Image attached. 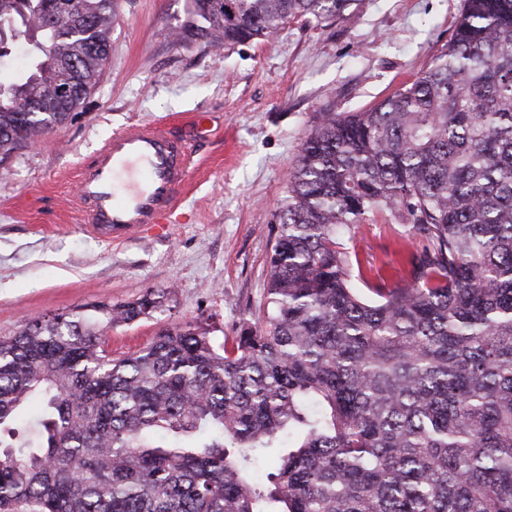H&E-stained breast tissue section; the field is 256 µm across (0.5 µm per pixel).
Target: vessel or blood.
Listing matches in <instances>:
<instances>
[{"label": "vessel or blood", "mask_w": 512, "mask_h": 512, "mask_svg": "<svg viewBox=\"0 0 512 512\" xmlns=\"http://www.w3.org/2000/svg\"><path fill=\"white\" fill-rule=\"evenodd\" d=\"M190 130L138 124L114 134L80 175L85 223L111 241L163 223L185 188L191 139L204 134L197 121Z\"/></svg>", "instance_id": "b4317fda"}]
</instances>
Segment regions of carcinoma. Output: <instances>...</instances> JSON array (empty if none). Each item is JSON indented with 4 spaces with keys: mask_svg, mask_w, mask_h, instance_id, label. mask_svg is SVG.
Returning a JSON list of instances; mask_svg holds the SVG:
<instances>
[{
    "mask_svg": "<svg viewBox=\"0 0 512 512\" xmlns=\"http://www.w3.org/2000/svg\"><path fill=\"white\" fill-rule=\"evenodd\" d=\"M357 2L189 0L180 35L248 42ZM118 5L76 0V31L63 0H0L38 51L0 74L1 164L98 84ZM384 213L410 239L365 265L347 243ZM276 217L263 299L220 344L185 323L112 356L105 329L154 291L0 338V512H512V0H465L428 70L319 113Z\"/></svg>",
    "mask_w": 512,
    "mask_h": 512,
    "instance_id": "cac0c4a2",
    "label": "carcinoma"
}]
</instances>
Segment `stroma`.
Instances as JSON below:
<instances>
[{
    "label": "stroma",
    "mask_w": 512,
    "mask_h": 512,
    "mask_svg": "<svg viewBox=\"0 0 512 512\" xmlns=\"http://www.w3.org/2000/svg\"><path fill=\"white\" fill-rule=\"evenodd\" d=\"M463 0H361L336 22L296 19L271 37L214 47L183 41L187 0H120L103 76L72 121L0 164V337L32 320L169 290L162 312L105 329L119 356L191 322L216 340L259 304L275 209L320 112H358L427 69ZM201 118L209 131L167 229L111 244L75 198L81 165L135 123ZM406 228L361 225V260L392 254Z\"/></svg>",
    "instance_id": "stroma-1"
}]
</instances>
